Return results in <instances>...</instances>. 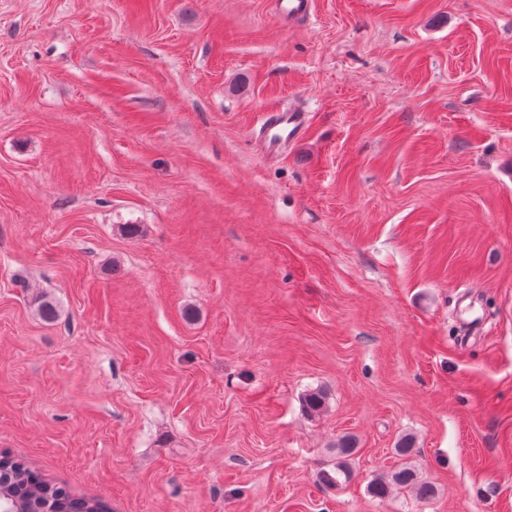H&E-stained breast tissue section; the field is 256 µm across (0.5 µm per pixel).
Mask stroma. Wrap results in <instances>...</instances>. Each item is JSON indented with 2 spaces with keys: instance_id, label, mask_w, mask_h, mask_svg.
I'll use <instances>...</instances> for the list:
<instances>
[{
  "instance_id": "obj_1",
  "label": "stroma",
  "mask_w": 512,
  "mask_h": 512,
  "mask_svg": "<svg viewBox=\"0 0 512 512\" xmlns=\"http://www.w3.org/2000/svg\"><path fill=\"white\" fill-rule=\"evenodd\" d=\"M406 435L430 502L368 492ZM0 452L110 512H512V0H0ZM313 11V0H276V13L288 22L306 21ZM306 122V113L292 107L265 112L253 144L268 160H275L301 137ZM332 448L336 452V471L335 476L328 473L326 479L330 483L338 484L341 476H344V482L349 478L347 461L355 453L357 445L352 436L345 435L338 439Z\"/></svg>"
}]
</instances>
